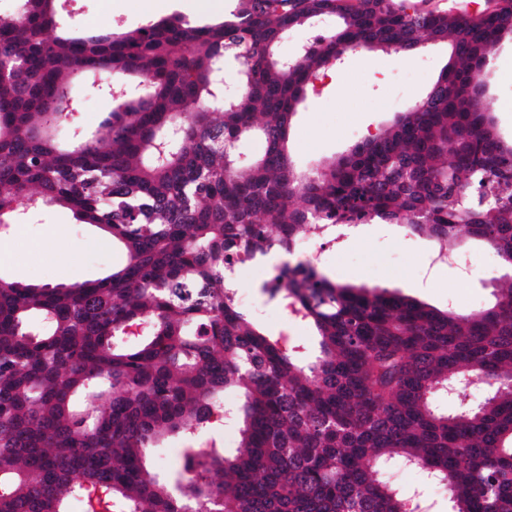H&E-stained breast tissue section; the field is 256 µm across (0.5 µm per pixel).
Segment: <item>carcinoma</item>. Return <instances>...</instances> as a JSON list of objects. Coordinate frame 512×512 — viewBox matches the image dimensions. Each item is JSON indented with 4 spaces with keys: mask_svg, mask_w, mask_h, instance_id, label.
I'll return each mask as SVG.
<instances>
[{
    "mask_svg": "<svg viewBox=\"0 0 512 512\" xmlns=\"http://www.w3.org/2000/svg\"><path fill=\"white\" fill-rule=\"evenodd\" d=\"M14 2L0 17V224L20 199L60 205L125 262L71 285L0 277V512H417L391 466L446 488L451 512H512V284L464 314L286 264L261 289L315 328L310 356L224 286L232 259L290 254L333 224H402L451 248L466 236L512 260V145L479 81L512 35V0H236L220 23L120 34L58 28L60 0ZM322 17L332 27L285 64L281 41ZM427 43L448 63L422 98L298 170L292 119L332 58ZM226 61L230 93L215 82ZM131 76L141 94L60 146L74 79L120 92ZM255 134L263 152L241 158ZM473 376L483 403L434 405ZM226 393L232 452L211 422ZM171 438L175 465L153 470Z\"/></svg>",
    "mask_w": 512,
    "mask_h": 512,
    "instance_id": "cac0c4a2",
    "label": "carcinoma"
}]
</instances>
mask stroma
<instances>
[{"mask_svg":"<svg viewBox=\"0 0 512 512\" xmlns=\"http://www.w3.org/2000/svg\"><path fill=\"white\" fill-rule=\"evenodd\" d=\"M233 0H67L63 21L92 32H124L147 21L180 15L192 22H218L233 8ZM448 59L445 47L428 45L420 51L346 54L326 78L317 80L292 120L290 153L299 167L307 168L345 154L353 145L388 127L393 119L420 99L437 79ZM483 103L501 139L512 143V38L494 50L482 73ZM80 105L71 126L90 137L108 117L112 103L72 86ZM19 219L0 226V276L23 284H70L108 274L124 260L100 231L78 223L72 213L54 205L17 204ZM435 242L414 237L399 224H363L356 234L328 247L323 271L339 283L364 284L395 290L430 306L454 307L469 313L488 305L507 281V269L484 243L466 239L461 251L472 259L469 271L453 265L441 267L433 281L423 270ZM240 286L248 298V312H260L262 325L273 335L314 348L308 325L278 302L268 300L251 275ZM388 478L407 496L420 495L429 512H449L447 492L427 482L416 469H395Z\"/></svg>","mask_w":512,"mask_h":512,"instance_id":"35a3bbf8","label":"stroma"}]
</instances>
